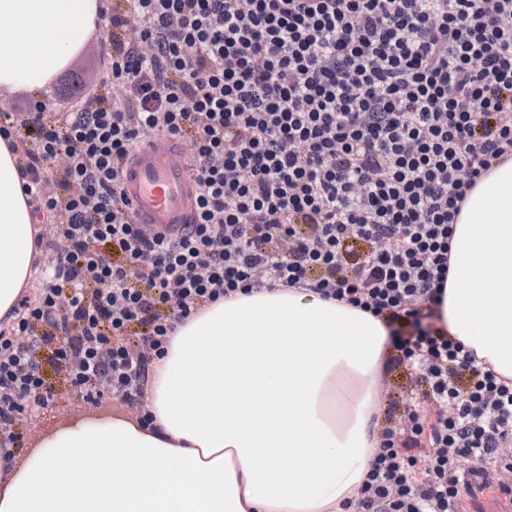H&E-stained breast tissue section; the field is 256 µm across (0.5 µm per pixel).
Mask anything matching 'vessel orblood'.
Listing matches in <instances>:
<instances>
[{
  "label": "vessel or blood",
  "mask_w": 512,
  "mask_h": 512,
  "mask_svg": "<svg viewBox=\"0 0 512 512\" xmlns=\"http://www.w3.org/2000/svg\"><path fill=\"white\" fill-rule=\"evenodd\" d=\"M189 165L182 147L146 138L123 173L134 219L158 228L188 222L194 200Z\"/></svg>",
  "instance_id": "obj_1"
}]
</instances>
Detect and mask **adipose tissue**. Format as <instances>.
Instances as JSON below:
<instances>
[{"label": "adipose tissue", "mask_w": 512, "mask_h": 512, "mask_svg": "<svg viewBox=\"0 0 512 512\" xmlns=\"http://www.w3.org/2000/svg\"><path fill=\"white\" fill-rule=\"evenodd\" d=\"M100 0H0V89L36 92L85 46ZM0 132V321L36 269L34 206ZM439 326L512 380V158L454 226ZM381 319L304 288L256 290L177 328L148 423L66 426L0 473V512H348L378 446Z\"/></svg>", "instance_id": "1"}]
</instances>
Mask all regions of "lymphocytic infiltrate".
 Listing matches in <instances>:
<instances>
[{"label": "lymphocytic infiltrate", "mask_w": 512, "mask_h": 512, "mask_svg": "<svg viewBox=\"0 0 512 512\" xmlns=\"http://www.w3.org/2000/svg\"><path fill=\"white\" fill-rule=\"evenodd\" d=\"M103 20L118 94L49 122L0 114L55 257L0 325V456L52 399L40 349L82 398L139 407L192 313L307 288L416 328L393 362L431 403L380 432L359 512H459L511 470L512 384L423 322L468 192L512 156V0H121ZM148 134L193 145L173 229L134 223L121 187Z\"/></svg>", "instance_id": "lymphocytic-infiltrate-1"}]
</instances>
